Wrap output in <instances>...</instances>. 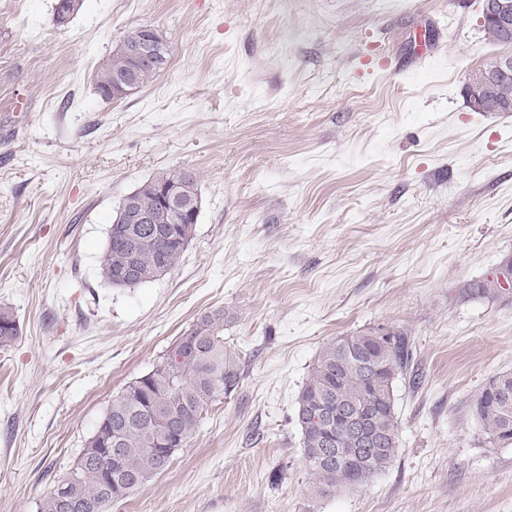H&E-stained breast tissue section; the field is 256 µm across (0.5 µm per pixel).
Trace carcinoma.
<instances>
[{"mask_svg":"<svg viewBox=\"0 0 512 512\" xmlns=\"http://www.w3.org/2000/svg\"><path fill=\"white\" fill-rule=\"evenodd\" d=\"M145 27L129 31L114 47L111 59L96 73L100 95L113 99L117 80L134 75L136 89L152 83L166 69L169 49L162 34L153 36L152 59L137 66L128 49L139 45ZM493 105L512 107V77L494 84ZM178 181L181 196L199 193L196 173L189 170L159 171L139 185L138 207L156 216V226L172 223L163 209L156 187ZM126 225L113 228L98 258V275L105 283L126 261L137 269L128 283L134 288L154 282L161 271H171L182 252L164 245L149 233L138 235L134 244L123 240ZM505 288H489L475 282L466 288L471 296L497 297ZM229 314L215 309L202 314L188 329L197 336L195 353L171 362L172 344L151 370L129 383L112 399L107 420L97 425L77 463L66 475L65 496L51 489L39 503L38 512H104L111 502L143 488L165 471L175 455L198 431L204 415L241 383L239 357L224 347V320ZM19 335L13 312L0 308V347L9 346ZM412 362L408 337L374 332L338 337L325 345L313 363L297 399L296 422L301 448L308 463L310 487L319 495L338 489L366 485L384 472L400 448L396 416L395 383L406 376ZM483 433L493 442L512 443V403L495 402L482 389L474 404ZM371 416L379 443L364 448L361 436L345 411ZM121 449L119 457L110 448Z\"/></svg>","mask_w":512,"mask_h":512,"instance_id":"cac0c4a2","label":"carcinoma"}]
</instances>
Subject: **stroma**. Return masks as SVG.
I'll return each mask as SVG.
<instances>
[{
	"label": "stroma",
	"instance_id": "35a3bbf8",
	"mask_svg": "<svg viewBox=\"0 0 512 512\" xmlns=\"http://www.w3.org/2000/svg\"><path fill=\"white\" fill-rule=\"evenodd\" d=\"M0 0V512H36L113 397L213 309L239 388L168 468L105 512H512V443L474 403L512 372V292L463 287L512 262V114L467 74L501 55L479 0ZM150 26L166 69L121 100L94 76ZM437 53L411 71L364 59ZM193 171L202 207L178 266L101 281L121 199ZM408 336L401 450L367 485L312 493L297 398L322 347Z\"/></svg>",
	"mask_w": 512,
	"mask_h": 512
}]
</instances>
